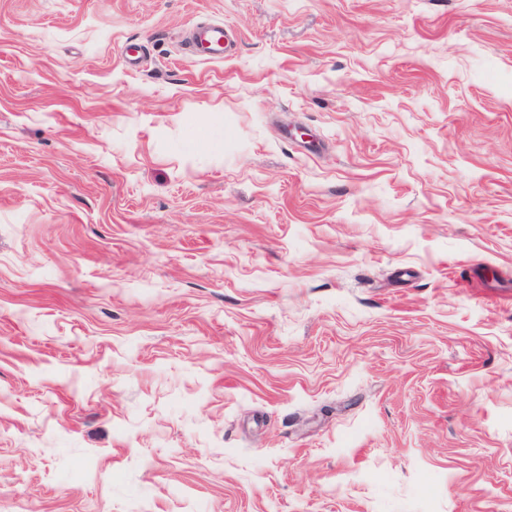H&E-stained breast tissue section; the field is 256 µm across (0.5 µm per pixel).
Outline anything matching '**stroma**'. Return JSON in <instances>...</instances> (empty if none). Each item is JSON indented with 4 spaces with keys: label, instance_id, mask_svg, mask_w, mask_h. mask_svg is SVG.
Returning a JSON list of instances; mask_svg holds the SVG:
<instances>
[{
    "label": "stroma",
    "instance_id": "obj_1",
    "mask_svg": "<svg viewBox=\"0 0 512 512\" xmlns=\"http://www.w3.org/2000/svg\"><path fill=\"white\" fill-rule=\"evenodd\" d=\"M0 512H512V0H0ZM186 41L192 55L206 61H221L234 40L223 23H202L189 32Z\"/></svg>",
    "mask_w": 512,
    "mask_h": 512
}]
</instances>
